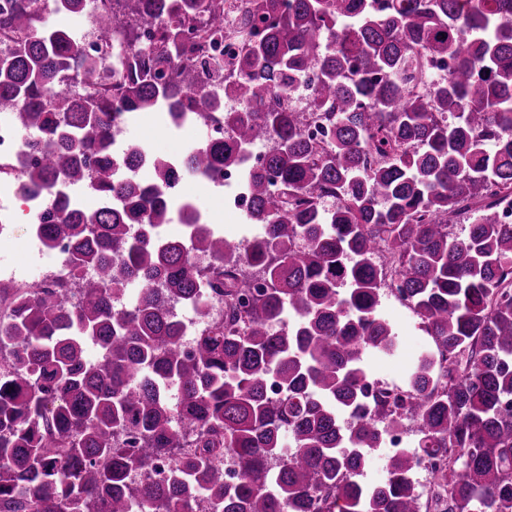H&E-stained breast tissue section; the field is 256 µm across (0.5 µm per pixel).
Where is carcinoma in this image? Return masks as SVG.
<instances>
[{
    "mask_svg": "<svg viewBox=\"0 0 512 512\" xmlns=\"http://www.w3.org/2000/svg\"><path fill=\"white\" fill-rule=\"evenodd\" d=\"M31 2L0 7V109L40 161L0 174L41 198L32 233L70 250L41 283L0 282V512H422L424 457L445 461V512H512V0H255L234 88L262 108L235 112L182 41L197 0H167L156 45L123 53L117 30L131 44L164 14L110 0L94 57ZM53 2L80 15L88 0ZM204 9L201 37L223 33L224 0ZM435 61L448 75L412 93ZM314 63L318 142L280 104ZM153 109L221 116L232 135L175 163L136 143L112 154L115 116ZM264 140L246 171L260 235L229 240L188 205L183 234H161L184 174L237 168ZM388 281L430 347L404 389L375 392L365 356L398 351ZM178 304L198 316L188 350ZM410 421L414 447L364 482ZM407 437L408 434L406 432L389 433L384 440V448H379L368 459L362 477L363 481L374 483L384 479L386 476V464L390 456L387 454L386 448L392 454L411 448V443Z\"/></svg>",
    "mask_w": 512,
    "mask_h": 512,
    "instance_id": "obj_1",
    "label": "carcinoma"
}]
</instances>
